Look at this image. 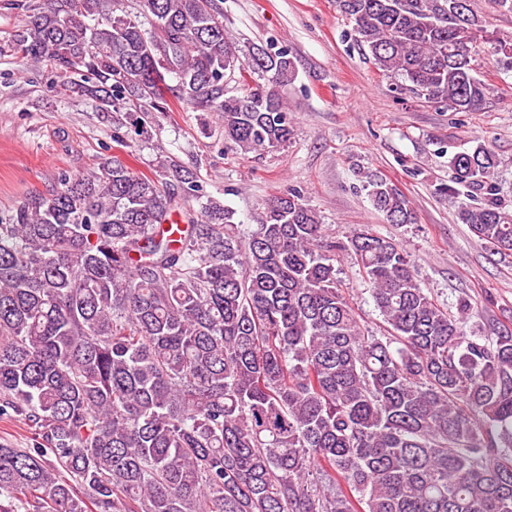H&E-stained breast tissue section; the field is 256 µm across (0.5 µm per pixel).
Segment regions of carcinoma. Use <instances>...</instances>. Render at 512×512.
<instances>
[{"label": "carcinoma", "mask_w": 512, "mask_h": 512, "mask_svg": "<svg viewBox=\"0 0 512 512\" xmlns=\"http://www.w3.org/2000/svg\"><path fill=\"white\" fill-rule=\"evenodd\" d=\"M458 0H336L376 68L455 112L489 93L482 26ZM13 43L102 112H161L165 92L217 114L242 153L288 145L284 51L249 57L219 0H14ZM254 85L224 87V67ZM454 185L484 196L458 220L512 253V209L482 141L453 155ZM160 177L104 160L0 218V512H512V331L465 330L393 239L326 237L304 193L266 204L248 238L216 199L170 228ZM373 208L412 224L405 193L365 173ZM354 257L385 334L362 331L337 278ZM33 435L23 424L14 421L3 423L0 421V442L4 440L12 442L16 448H26L31 443Z\"/></svg>", "instance_id": "1"}]
</instances>
